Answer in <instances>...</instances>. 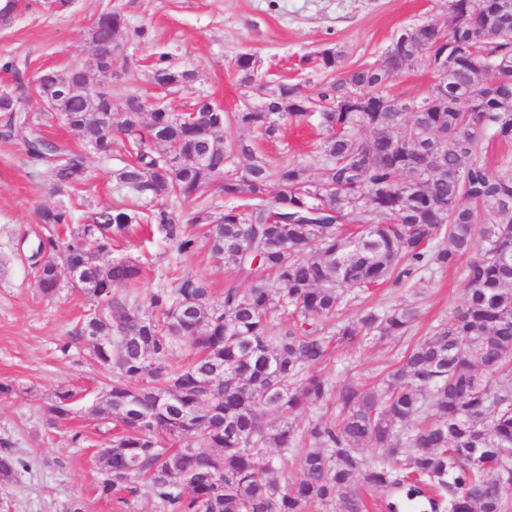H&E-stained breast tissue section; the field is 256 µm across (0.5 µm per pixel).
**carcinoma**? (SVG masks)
Masks as SVG:
<instances>
[{
    "label": "carcinoma",
    "mask_w": 512,
    "mask_h": 512,
    "mask_svg": "<svg viewBox=\"0 0 512 512\" xmlns=\"http://www.w3.org/2000/svg\"><path fill=\"white\" fill-rule=\"evenodd\" d=\"M123 25L106 7L88 37L105 44ZM444 50L448 66L436 76L446 94L407 100L383 91ZM316 58L328 79L314 112L300 111L309 95L299 82L265 92L248 53L236 67L258 95L251 110L215 112L199 95L182 117L157 110L146 121L141 97L128 92L116 139L100 128L111 97L84 92V69L37 75L44 89H68L42 113L29 106L28 60L0 66L15 77V88L0 92V136L21 141L59 192L87 177L82 153L44 135L46 113L95 140L102 156L121 146L128 160L113 172L116 184L145 201L141 211L93 210L66 238L72 209L36 211V253L57 258L36 264L42 295L57 293L66 264L91 272L93 286L80 290L90 298L116 287L133 294L86 312L71 336L112 370L88 409L91 420L113 424L95 492L124 512L142 496L158 512H306L336 502L339 512H368V490L405 492L390 512H419L425 501L432 512H512V170L494 171L483 158L487 138L512 140V0H448L446 25L403 28L377 64L347 69L335 46ZM150 71L164 91L193 92L195 75L167 53ZM311 117L324 131L318 164L292 158L273 172L251 143L217 137L233 123L274 140L281 123ZM136 224L155 225L183 254L206 241L241 284L214 301L191 274L151 284L133 259L100 264ZM434 268L459 271L464 305L410 346L382 392L338 387L313 371L332 344L405 336L414 325L407 304L336 321L349 290L421 286ZM183 345L189 358L177 362ZM74 398L54 394L53 423L70 418ZM313 406L336 416L297 428L294 418ZM423 413L431 421L408 430ZM302 445L297 475L282 480L288 450ZM370 446L380 450L374 462L363 456ZM27 467L15 450H0V482Z\"/></svg>",
    "instance_id": "carcinoma-1"
}]
</instances>
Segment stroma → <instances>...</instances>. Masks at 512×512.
Instances as JSON below:
<instances>
[{
    "mask_svg": "<svg viewBox=\"0 0 512 512\" xmlns=\"http://www.w3.org/2000/svg\"><path fill=\"white\" fill-rule=\"evenodd\" d=\"M106 4L125 17L115 36L124 52L113 65L114 98L130 90L153 97L149 63L155 52L166 51L177 66L197 72V92L228 112L242 111L254 100L236 76L234 62L240 53L255 56L268 88L294 79L303 81L311 95L325 76L318 67L302 65V57L333 45L344 51L347 67L372 65L400 28L448 21V0H74L63 14L44 10L37 0H23L11 24L0 27V61L20 56L34 70L64 71L77 65L95 73L94 48L85 29ZM43 132L86 151L83 140L54 119H46ZM219 137L257 143L275 168L298 154L314 160L322 133L312 123H285L277 139L266 141L253 130L228 125ZM86 153L89 176L76 198L91 210L122 202L112 179L120 154L104 159ZM59 201L48 174L31 166L22 143L0 139V384L14 387L11 394H0V439L30 463L16 480L0 483V512H63L75 499L84 501L86 512H116L112 502L93 491L98 452L106 446L107 435L87 415L111 374L90 360L85 343L68 341L91 301L66 287L44 297L29 262L41 231L35 211ZM111 256L139 260L144 277L153 282L178 273L197 275L209 282L217 300L238 281L236 270L215 261L207 247L184 255L156 231L140 229L118 240ZM426 279L419 294L405 286L384 285L350 302L342 320L354 321L367 309L380 311L401 301L413 304L418 317L408 336L338 348L318 366V373L338 385L352 378L369 388L379 384L411 340L446 320L464 301L454 270L432 272ZM60 389L72 390L77 400L71 418L54 429L47 407ZM76 430L85 435L83 445L71 442Z\"/></svg>",
    "mask_w": 512,
    "mask_h": 512,
    "instance_id": "1",
    "label": "stroma"
}]
</instances>
